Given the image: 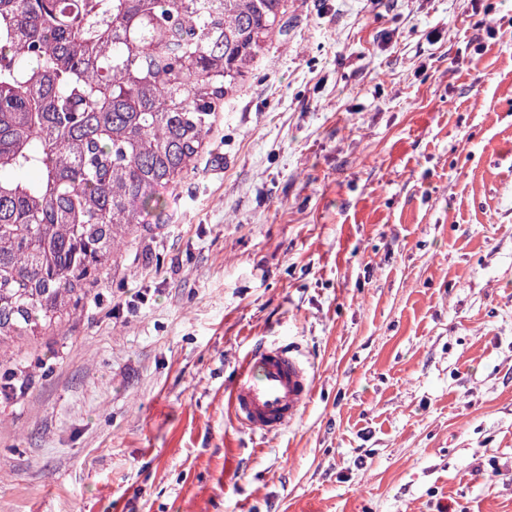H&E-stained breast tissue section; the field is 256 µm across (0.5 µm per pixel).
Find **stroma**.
Here are the masks:
<instances>
[{"label": "stroma", "instance_id": "obj_1", "mask_svg": "<svg viewBox=\"0 0 512 512\" xmlns=\"http://www.w3.org/2000/svg\"><path fill=\"white\" fill-rule=\"evenodd\" d=\"M161 221L26 342L0 512H512V0H288ZM314 392L303 358L283 345H262L239 361L229 391L235 418L253 434L278 433L297 420Z\"/></svg>", "mask_w": 512, "mask_h": 512}]
</instances>
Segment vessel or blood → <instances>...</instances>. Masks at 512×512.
I'll list each match as a JSON object with an SVG mask.
<instances>
[{
  "label": "vessel or blood",
  "instance_id": "obj_1",
  "mask_svg": "<svg viewBox=\"0 0 512 512\" xmlns=\"http://www.w3.org/2000/svg\"><path fill=\"white\" fill-rule=\"evenodd\" d=\"M313 392L314 378L303 358L286 346L271 344L240 360L228 401L241 424L267 436L297 420Z\"/></svg>",
  "mask_w": 512,
  "mask_h": 512
}]
</instances>
